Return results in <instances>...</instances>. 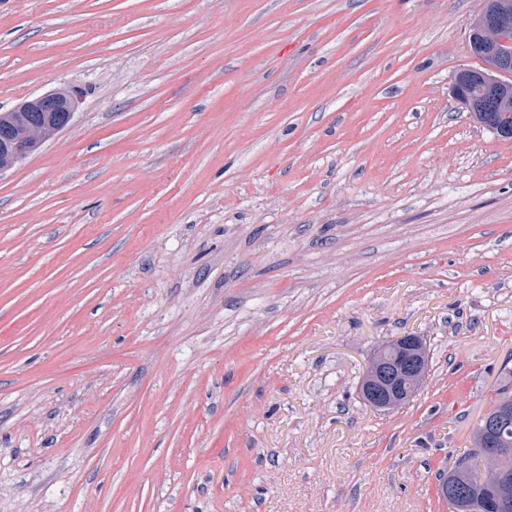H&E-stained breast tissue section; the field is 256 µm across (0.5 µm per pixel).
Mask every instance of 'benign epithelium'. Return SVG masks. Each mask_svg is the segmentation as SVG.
Returning a JSON list of instances; mask_svg holds the SVG:
<instances>
[{
    "mask_svg": "<svg viewBox=\"0 0 512 512\" xmlns=\"http://www.w3.org/2000/svg\"><path fill=\"white\" fill-rule=\"evenodd\" d=\"M512 33V0H485V6L473 19L469 38L473 51L483 62V70L479 71L483 87L490 93L500 96L501 105H508L512 94V81L504 75L512 72V62L506 59V47L512 40L506 34ZM80 104L77 93L68 89H56L28 99L14 108V112H56L68 113L67 121H72ZM59 132L57 128L44 126L28 127L20 135L14 137L7 159L0 163V173L12 168L36 151L46 140ZM375 366H386L389 380L381 381L372 377L367 387L377 388L376 399L372 405L377 408L393 409L402 406L416 395L421 388L427 372L428 361L424 356L422 340L418 336H401L380 345L373 353ZM503 406L505 412L486 417L483 424V435L491 437L509 421V410L512 409V396L507 397ZM439 495L452 505L453 512H461L463 502L457 488L442 480L438 485Z\"/></svg>",
    "mask_w": 512,
    "mask_h": 512,
    "instance_id": "1",
    "label": "benign epithelium"
}]
</instances>
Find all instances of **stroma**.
Listing matches in <instances>:
<instances>
[{"mask_svg":"<svg viewBox=\"0 0 512 512\" xmlns=\"http://www.w3.org/2000/svg\"><path fill=\"white\" fill-rule=\"evenodd\" d=\"M482 4L0 0V110L81 97L0 174V512H448L512 386V139L450 91ZM376 367L389 366V380L372 377L367 388L377 387L373 407L393 409L402 406L421 388L427 372L420 336H401L380 345L371 358Z\"/></svg>","mask_w":512,"mask_h":512,"instance_id":"35a3bbf8","label":"stroma"}]
</instances>
